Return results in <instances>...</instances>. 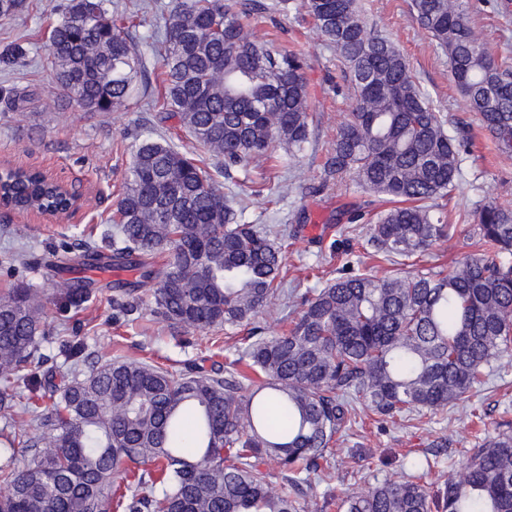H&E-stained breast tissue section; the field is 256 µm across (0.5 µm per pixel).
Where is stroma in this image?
I'll list each match as a JSON object with an SVG mask.
<instances>
[{
	"label": "stroma",
	"instance_id": "stroma-1",
	"mask_svg": "<svg viewBox=\"0 0 512 512\" xmlns=\"http://www.w3.org/2000/svg\"><path fill=\"white\" fill-rule=\"evenodd\" d=\"M56 0H26L18 14L0 21V165L36 167L72 183L85 203L73 217L55 219L35 214L0 211V252L22 248L26 267H0V293L14 283L50 290L59 279L94 284L90 300L80 308L59 309L48 300L44 328L48 334L36 353L31 370L44 375L58 370L63 339H83L93 359L134 358L179 368L200 366L211 370L224 364L225 350L236 336L280 333L299 306L261 311L246 327L228 337L224 329L196 331L163 320L155 313L154 299L145 296L131 314L112 307L115 282L135 279L133 270L114 274L107 266H76L56 260L55 249L75 245V230L96 234L99 225L112 221L123 191L136 145L152 136L180 147L190 141L177 118L154 107L164 69L162 45L167 8L172 0H114L119 8L138 12L133 28L136 50L145 56L138 85L150 96L133 94L124 106L91 115L58 88L47 64L46 41ZM259 8L244 17L252 40L274 51H294L307 62L310 111L309 142L291 164L285 178L288 189L275 204L258 196L259 186H277V174L256 169L220 179L221 191L243 221L280 225L288 248L284 269L286 285L299 291L317 290L334 280L348 260L360 259L372 273L382 275L391 266L370 256L364 248L369 226L349 222L347 213L368 207L385 210L378 197L353 184H338L324 174L323 165L336 130L351 112L346 95V68L308 14L304 0H257ZM362 17L373 31L392 39L410 63L412 74L444 116L445 131L460 141L461 175L449 205L455 229L420 258L422 271H447L454 263L477 253L478 227L473 211L487 204L512 209V160L501 157L496 142L477 113L469 111L450 79L448 57L421 29L410 11L411 0H359ZM472 22L497 58L512 64V0H470ZM24 92L32 97L24 112L11 110L8 99ZM352 424L338 436L341 452L322 464L320 479L308 490L309 512H340L344 493L358 485L401 480L414 475L420 463L432 469L425 480L447 479L452 463L502 430L512 432V363L493 370L486 382L448 410L396 423L374 414L364 400L352 404Z\"/></svg>",
	"mask_w": 512,
	"mask_h": 512
}]
</instances>
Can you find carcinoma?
I'll list each match as a JSON object with an SVG mask.
<instances>
[{"label":"carcinoma","instance_id":"obj_1","mask_svg":"<svg viewBox=\"0 0 512 512\" xmlns=\"http://www.w3.org/2000/svg\"><path fill=\"white\" fill-rule=\"evenodd\" d=\"M240 0H174L164 35L162 106L194 149L147 137L135 148L106 230L65 260L110 258L140 270L112 295L131 312L144 294L186 328L236 329L286 304L287 244L273 224H245L201 153L224 174L248 171L278 149L292 163L308 143L305 59L250 39ZM348 67L354 111L326 161L391 207L370 228L376 256L399 265L451 236L445 201L461 174L459 146L416 85L405 56L367 28L358 0H305ZM418 25L448 54L450 73L501 154L512 159V66L472 25L465 0H411ZM47 61L57 85L87 112L130 96L144 59L111 0H65ZM20 209L58 211L65 197L29 174L5 175ZM480 243L493 257L463 258L448 274L377 277L348 268L314 291L276 336L247 337L224 376L121 358L79 368L80 340L62 344L66 370L30 369L46 340V301L16 284L0 294V412L32 423L14 433L0 463V512H308L302 487L333 454L350 399L389 419L444 411L480 386L512 349V210L481 207ZM110 254H105V251ZM166 255L156 264L159 255ZM65 307L89 301L87 283H56ZM26 401L16 400L19 389ZM58 394L44 409L46 393ZM24 454L17 464V453ZM149 493L130 492L118 475ZM343 512H512V432L491 436L436 492L418 476L364 484Z\"/></svg>","mask_w":512,"mask_h":512}]
</instances>
